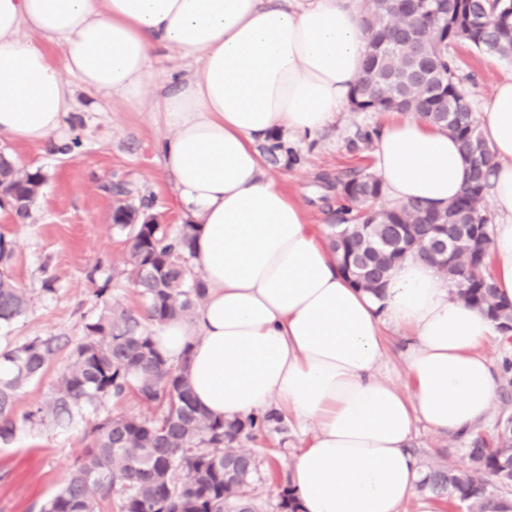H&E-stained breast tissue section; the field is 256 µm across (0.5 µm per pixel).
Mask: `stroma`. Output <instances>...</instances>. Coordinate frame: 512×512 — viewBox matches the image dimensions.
<instances>
[{
    "label": "stroma",
    "instance_id": "obj_1",
    "mask_svg": "<svg viewBox=\"0 0 512 512\" xmlns=\"http://www.w3.org/2000/svg\"><path fill=\"white\" fill-rule=\"evenodd\" d=\"M451 52L461 74L471 77L466 85L471 107L489 97L498 80L512 77V56L482 55L460 44ZM75 99L77 107L58 143L0 147L19 165L41 169L46 177L29 220L17 221L10 211L0 209V234L14 246L7 273L28 300L11 339L17 343L37 336L61 339L54 360L15 398L13 416L20 421L19 430L11 443H0V512H38L90 443L98 419L117 413L140 417L157 413L154 405L132 395L120 403L104 401L67 433L47 419L34 423L22 419L50 399L72 349L84 335L86 319L97 314L104 301L117 300L133 309L142 306L133 284L112 275L113 267L127 260L128 246L124 235L112 227L118 199L106 192V184L123 183L136 199L152 197V212L159 223L175 227L185 221L172 182L161 174L158 145L164 131L152 113L81 88L76 89ZM390 118L387 112L348 107L326 131L266 157L267 174L305 206L318 234H326L337 218L336 177L351 169L373 170L374 148L360 141L359 132L383 128ZM76 139L82 146L74 150L70 144ZM408 344L407 330L385 329L381 370L403 388L410 384L405 364ZM307 442L287 419L257 439L244 441L258 463L254 478L258 512H279L278 494L289 483L291 458Z\"/></svg>",
    "mask_w": 512,
    "mask_h": 512
}]
</instances>
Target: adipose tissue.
<instances>
[{
  "label": "adipose tissue",
  "instance_id": "obj_1",
  "mask_svg": "<svg viewBox=\"0 0 512 512\" xmlns=\"http://www.w3.org/2000/svg\"><path fill=\"white\" fill-rule=\"evenodd\" d=\"M63 46L54 61L25 32ZM195 64L149 96L158 49ZM365 53L360 0H0V138L43 145L74 111L68 83L158 115L162 171L199 229L193 263L206 296L192 319L156 329L168 364H186L196 403L241 421L270 410L309 435L289 465L300 512H400L421 465L417 424L456 436L482 423L498 337L479 308L417 255L380 293L352 286L304 208L262 169L257 142L299 140L333 124ZM495 155L497 213L488 262L512 301V78L481 109ZM373 168L393 201L442 208L469 166L428 121L386 124ZM408 329L410 389L378 374L384 325Z\"/></svg>",
  "mask_w": 512,
  "mask_h": 512
}]
</instances>
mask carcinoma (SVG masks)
I'll use <instances>...</instances> for the list:
<instances>
[{
	"instance_id": "1",
	"label": "carcinoma",
	"mask_w": 512,
	"mask_h": 512,
	"mask_svg": "<svg viewBox=\"0 0 512 512\" xmlns=\"http://www.w3.org/2000/svg\"><path fill=\"white\" fill-rule=\"evenodd\" d=\"M368 51L351 101L362 112H410L448 132L469 163L462 193L436 209L420 202L370 212L364 204L382 194L369 173H350L340 181V211L346 218L331 226V250L357 288L379 291L405 255L406 241L441 276L454 298L483 310L505 337L512 332V302L503 299L483 272L493 227L483 209L494 156L475 125L458 67L448 47L465 43L477 52L512 56V0H417L407 10L400 0H365ZM45 181L39 169L21 168L0 154V191L13 196L10 211L19 219ZM153 201L120 205L112 226L126 237L128 260L119 274L133 283L144 311L116 301L84 324L70 364L50 400L23 420L49 418L68 432L86 421L103 400L130 394L157 406L155 418L107 416L92 429L88 448L69 466L63 485L39 512H97L98 500L115 502L117 512H255L249 488L257 461L239 447L263 427L280 421L275 414L226 423L199 408L184 367L170 366L155 347L154 328L186 316L204 299L206 287L191 260L198 225L177 228L136 224ZM28 305L25 292L0 271V364L12 366L0 379V443L16 436L11 417L17 391L41 374L60 350V338L35 337L11 342V328ZM469 468L444 460L425 465L419 489L466 512H512V414L502 412L489 437L475 435L464 448Z\"/></svg>"
}]
</instances>
